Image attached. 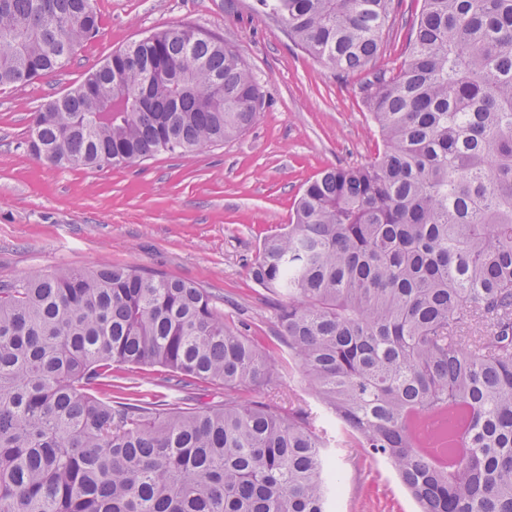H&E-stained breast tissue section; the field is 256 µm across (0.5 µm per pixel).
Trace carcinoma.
Here are the masks:
<instances>
[{
    "instance_id": "1",
    "label": "carcinoma",
    "mask_w": 512,
    "mask_h": 512,
    "mask_svg": "<svg viewBox=\"0 0 512 512\" xmlns=\"http://www.w3.org/2000/svg\"><path fill=\"white\" fill-rule=\"evenodd\" d=\"M95 2L0 0V86L68 65ZM259 2L340 72L371 70L395 22L393 0ZM362 91L378 153L307 182L250 267L273 335L130 265L0 284V512H329L326 432L236 397L294 367L416 512H512V0H423L403 68ZM260 106L224 40L168 28L32 113L28 151L90 169L200 151ZM155 367L183 398L112 379ZM199 383L224 403L192 406Z\"/></svg>"
}]
</instances>
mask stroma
I'll return each mask as SVG.
<instances>
[{
	"label": "stroma",
	"mask_w": 512,
	"mask_h": 512,
	"mask_svg": "<svg viewBox=\"0 0 512 512\" xmlns=\"http://www.w3.org/2000/svg\"><path fill=\"white\" fill-rule=\"evenodd\" d=\"M100 28L49 79L0 88V282L59 267L136 265L206 288L227 322L269 335L266 291L250 266L264 235L290 224L307 181L330 167L373 159L378 127L360 72L333 70L296 45L258 0H96ZM422 0H400L377 65L401 67L406 26ZM191 26L224 39L262 95L257 120L224 143L161 153L102 170L33 158L29 121L46 99L80 84L90 67L156 31ZM326 420L299 371L278 386L242 391ZM343 493L335 512H415L394 474L361 448L330 451Z\"/></svg>",
	"instance_id": "obj_1"
}]
</instances>
